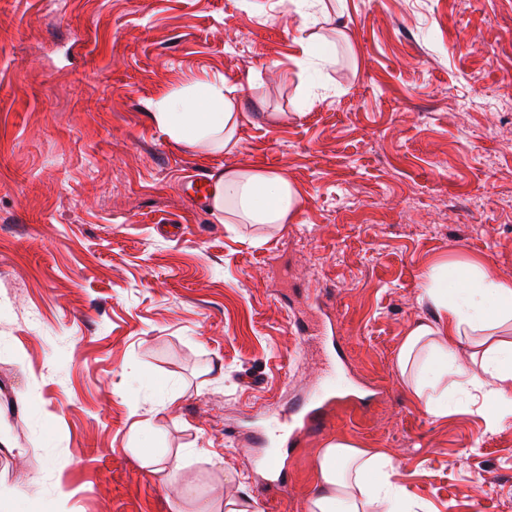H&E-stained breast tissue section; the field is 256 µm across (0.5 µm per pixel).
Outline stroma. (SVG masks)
<instances>
[{
    "instance_id": "35a3bbf8",
    "label": "stroma",
    "mask_w": 512,
    "mask_h": 512,
    "mask_svg": "<svg viewBox=\"0 0 512 512\" xmlns=\"http://www.w3.org/2000/svg\"><path fill=\"white\" fill-rule=\"evenodd\" d=\"M325 10L318 67L279 0H0V486L27 491L0 512H306L336 439L390 457L416 512H512V419L433 416L396 369L434 318L422 269L512 279V0ZM200 78L263 102L232 151L152 117ZM218 166L285 175L297 216L224 223L188 188ZM330 373L377 394L284 445ZM140 445L186 454L178 490Z\"/></svg>"
}]
</instances>
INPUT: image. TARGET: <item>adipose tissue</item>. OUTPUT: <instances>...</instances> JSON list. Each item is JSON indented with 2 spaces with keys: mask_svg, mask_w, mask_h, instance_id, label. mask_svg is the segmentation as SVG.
Returning a JSON list of instances; mask_svg holds the SVG:
<instances>
[{
  "mask_svg": "<svg viewBox=\"0 0 512 512\" xmlns=\"http://www.w3.org/2000/svg\"><path fill=\"white\" fill-rule=\"evenodd\" d=\"M241 109L225 84L199 80L160 101L153 118L173 138L221 154L237 144ZM208 179L211 208L228 224L276 226L299 209L298 190L276 172L218 167ZM419 288L436 317L412 327L398 348L399 374L413 395L440 417L449 397L476 389L489 425L512 418V280L475 262L444 260L421 272ZM460 342L472 350L469 362L455 354ZM392 469L384 453L350 440L328 443L306 512H402Z\"/></svg>",
  "mask_w": 512,
  "mask_h": 512,
  "instance_id": "1",
  "label": "adipose tissue"
}]
</instances>
